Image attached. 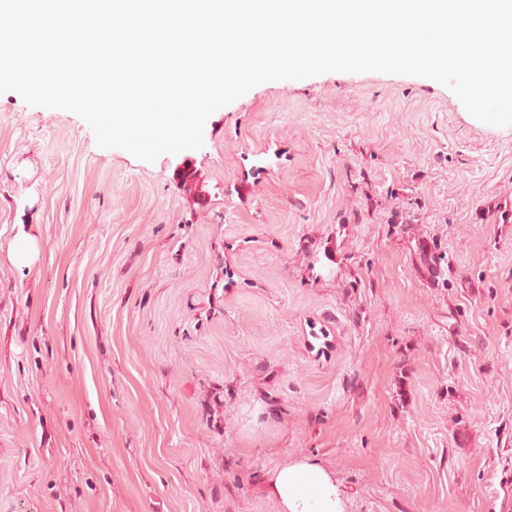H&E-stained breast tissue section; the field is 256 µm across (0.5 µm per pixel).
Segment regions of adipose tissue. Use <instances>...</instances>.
<instances>
[{"instance_id":"obj_1","label":"adipose tissue","mask_w":512,"mask_h":512,"mask_svg":"<svg viewBox=\"0 0 512 512\" xmlns=\"http://www.w3.org/2000/svg\"><path fill=\"white\" fill-rule=\"evenodd\" d=\"M273 486L286 512H339L336 487L317 466L284 467L275 473Z\"/></svg>"}]
</instances>
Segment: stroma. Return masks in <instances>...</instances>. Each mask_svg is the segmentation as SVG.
Listing matches in <instances>:
<instances>
[{"mask_svg": "<svg viewBox=\"0 0 512 512\" xmlns=\"http://www.w3.org/2000/svg\"><path fill=\"white\" fill-rule=\"evenodd\" d=\"M509 195L512 126L423 77L265 82L151 163L0 94V512H283L272 476L301 463L342 512H500ZM311 240L338 245L314 283Z\"/></svg>", "mask_w": 512, "mask_h": 512, "instance_id": "stroma-1", "label": "stroma"}]
</instances>
